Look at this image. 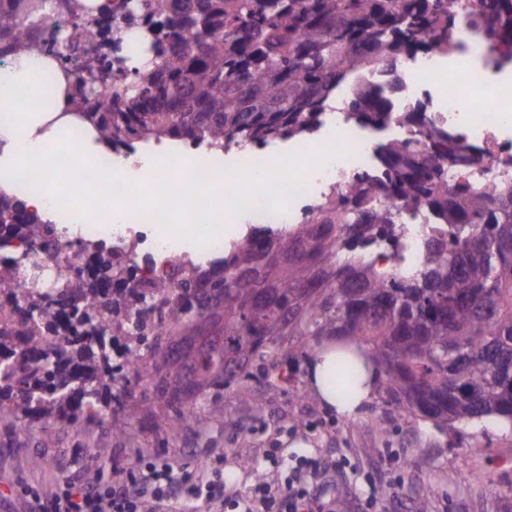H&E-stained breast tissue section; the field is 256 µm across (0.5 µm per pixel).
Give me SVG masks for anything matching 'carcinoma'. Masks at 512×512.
Masks as SVG:
<instances>
[{"instance_id": "1", "label": "carcinoma", "mask_w": 512, "mask_h": 512, "mask_svg": "<svg viewBox=\"0 0 512 512\" xmlns=\"http://www.w3.org/2000/svg\"><path fill=\"white\" fill-rule=\"evenodd\" d=\"M110 0H61L76 22L51 45L103 36L112 29H141L142 60L132 63L119 41L97 58L98 80L65 74L45 82L42 98L63 94L99 141L115 151L150 140L264 145L314 131L341 88L354 85L342 111L363 128L382 130L400 120L390 82L363 81L374 67L394 70L397 60L431 49V30L448 45L455 16L448 0H125L114 14ZM478 24L492 46L512 45V0H486ZM30 0H0V44L16 55L38 47L24 28ZM121 86L115 104L102 109L96 93ZM429 103L405 109L409 139L376 146L381 176L356 175L321 207L317 223L255 233L224 248V256L194 267L182 288L184 301L157 328L145 323L151 295L166 294L162 280L142 287L137 268L115 248L91 253L95 275L74 266L59 272L58 287L33 289L21 300L0 279V308L14 313L0 328V422L28 418L73 423L97 415L111 396L106 417L115 433L131 430L139 416L157 414L148 396L127 408L124 354L139 349L137 383L159 375L171 426L189 423V402L208 388L235 383L255 363L275 369L278 356L310 358L327 339L363 350L336 355L322 384L351 400L363 370L372 367L375 396L400 417H418L445 431L484 418L512 426V184L485 192L448 184L445 171L471 163L448 149V140L426 118ZM378 197L430 210L448 234L431 236L410 278L386 275L362 251L387 246L400 257L393 216L374 208ZM51 221L28 212L24 200L0 188V236L48 241ZM214 281L211 299L198 308L196 283ZM224 316L217 348L190 343L198 323ZM28 364V371L18 367Z\"/></svg>"}]
</instances>
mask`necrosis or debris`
Returning <instances> with one entry per match:
<instances>
[{"instance_id": "necrosis-or-debris-1", "label": "necrosis or debris", "mask_w": 512, "mask_h": 512, "mask_svg": "<svg viewBox=\"0 0 512 512\" xmlns=\"http://www.w3.org/2000/svg\"><path fill=\"white\" fill-rule=\"evenodd\" d=\"M479 3L480 0H452L451 9L459 23L448 32L447 48L428 51L416 65H398L396 75L400 80V96L406 100H429L428 120L447 132L452 149L472 155L466 170L449 168V182L465 181L491 189L502 173H512V127H505L503 109L493 93L495 78L512 72V53L503 60L496 58L485 42L475 38L472 23L480 15ZM445 55L456 58L459 71L448 87L441 89L434 81V64ZM323 125L321 149L344 147L349 151L348 156L331 159L309 172L304 188L292 191L285 213H274L264 203L251 207L250 212L260 225L290 227L311 223L317 205L340 192L352 175L376 174L375 145L360 136L357 125L346 113L331 114ZM380 204L401 219V258L394 268L397 275H409L422 259L426 237L442 232L443 227L426 211H404L396 198H381ZM139 222L148 226L152 220L131 214L125 224ZM125 224H84L74 237L68 227L58 222L53 226L52 244L46 249L31 248L21 240H12L9 252L24 255L21 262L5 265L12 287L17 295H25L46 272L84 264L86 246L122 243L127 248L129 264L139 265L143 281L161 278L174 287V294L161 303L166 309L178 302L177 289L187 277L192 260L224 250V239L220 236L204 247L170 237L141 236L129 241L124 235Z\"/></svg>"}]
</instances>
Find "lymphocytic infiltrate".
Listing matches in <instances>:
<instances>
[{
  "label": "lymphocytic infiltrate",
  "instance_id": "f902f5d3",
  "mask_svg": "<svg viewBox=\"0 0 512 512\" xmlns=\"http://www.w3.org/2000/svg\"><path fill=\"white\" fill-rule=\"evenodd\" d=\"M329 460L298 459L284 483L255 480L249 495L234 494L222 463L208 464L196 477L184 474L179 462L153 457L115 480H93L59 487L48 501L33 499L31 512H180L185 500L207 504L211 512L232 505L235 512H332L316 489L334 470Z\"/></svg>",
  "mask_w": 512,
  "mask_h": 512
}]
</instances>
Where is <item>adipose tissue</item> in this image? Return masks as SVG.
I'll return each instance as SVG.
<instances>
[{"label":"adipose tissue","instance_id":"ef3b65f1","mask_svg":"<svg viewBox=\"0 0 512 512\" xmlns=\"http://www.w3.org/2000/svg\"><path fill=\"white\" fill-rule=\"evenodd\" d=\"M12 77L25 86L30 103L18 113L12 123L0 126V176L8 175L19 157L40 156L54 148L72 153L74 157L80 158L84 165H91L95 153V132L87 131L78 146H71L64 125H49L48 114H45L38 105L40 93L31 79L26 63H19ZM332 356L333 351L329 348L316 351L310 364L311 386L313 390L321 392L327 405L345 416H354L362 404L373 396L374 379L368 375L363 376L358 394L352 401L337 400L335 394L323 390L321 385V374L329 365Z\"/></svg>","mask_w":512,"mask_h":512}]
</instances>
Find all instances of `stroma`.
Here are the masks:
<instances>
[{
  "label": "stroma",
  "mask_w": 512,
  "mask_h": 512,
  "mask_svg": "<svg viewBox=\"0 0 512 512\" xmlns=\"http://www.w3.org/2000/svg\"><path fill=\"white\" fill-rule=\"evenodd\" d=\"M267 372L257 363L238 383L211 389L189 425L175 429L164 416L138 422L122 436L97 418L72 424L43 418L19 433L0 423V512H28L25 489L80 482L95 471L108 479L137 456L156 453L184 462L194 475L223 456L225 473L244 493L259 471L285 480L302 452L335 459L324 495L335 500L336 512H415L420 501L428 512H512V432L499 424L442 432L425 420L398 418L375 399L346 418L317 398L298 401L290 383L266 391L259 414L243 393L264 388ZM218 407L223 415H215ZM228 420L239 422L243 434L225 429ZM243 438L244 452L238 449ZM273 446L282 450L274 463L264 457Z\"/></svg>",
  "instance_id": "stroma-1"
}]
</instances>
